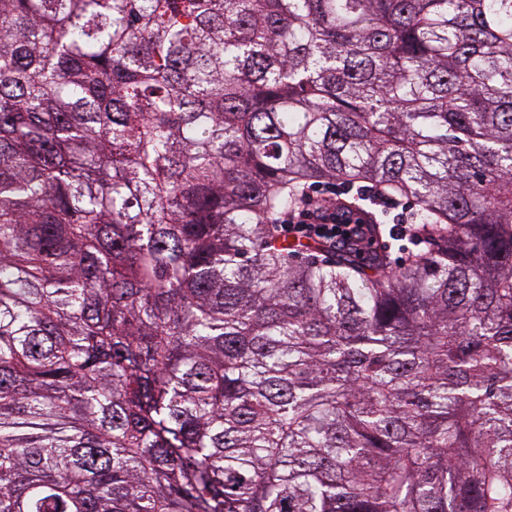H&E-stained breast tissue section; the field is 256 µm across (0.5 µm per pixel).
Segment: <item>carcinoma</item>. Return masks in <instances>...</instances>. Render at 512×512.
Segmentation results:
<instances>
[{
    "instance_id": "carcinoma-1",
    "label": "carcinoma",
    "mask_w": 512,
    "mask_h": 512,
    "mask_svg": "<svg viewBox=\"0 0 512 512\" xmlns=\"http://www.w3.org/2000/svg\"><path fill=\"white\" fill-rule=\"evenodd\" d=\"M0 512H512V0H0ZM314 186H322L323 188H326L328 186H334L336 188V192L347 193L345 195H341V198H344L348 201L356 200V202L362 204L368 210L373 211L380 222H386V224H382V226H381V236L377 240V242L375 244V248H376V251H380V252L384 253L385 255H387V259L392 267L401 265L404 262L403 260L408 257L407 256L408 253L412 252V250L410 249L407 252L406 251H398L397 247H398L399 242L393 241L390 238V236L394 240H397V241H403L408 238V240L409 239L412 240L411 243H413L415 245H420L422 243L417 238H415L413 235L408 234L406 224H397V223H400V221H401L400 217H396V219L393 221V217L397 213H400V212L404 213V212L411 210V213H407V217H404V223L405 222H413L414 219L411 220L410 217L411 216L415 217L417 208L414 206V204L410 200L405 199L400 202L408 203L409 207H412V208H408L407 204L401 205L400 202L397 201L395 198L381 194L380 192H374L372 190H370V191L366 190L364 192V196H367L368 192H370L369 194L373 197V200L375 202H378L379 206H382L383 208H387V209H392L391 213H389V210L382 211L379 207H375L373 205L374 201L359 200L362 197L361 196V193H363L362 190L364 189V187L370 186L369 184L361 183V184H355V185H348V184L342 183V182H322V183H315L311 187H314ZM374 204H376V203H374ZM400 207H401V211L400 210L393 211L394 209H399ZM407 218H408V220H407ZM393 222H395V224ZM392 224H394V225H392ZM390 227H392V228L390 229V236H389L388 230ZM389 246H391V248H389ZM400 253H402V254H400ZM400 256L403 257L402 260L399 259ZM347 214H336L335 198L315 199L308 193V201L293 213H286L281 219L277 234L279 238L299 242L306 240L323 244L330 248L352 241L364 243L366 247L374 243L368 238L364 224H354Z\"/></svg>"
}]
</instances>
